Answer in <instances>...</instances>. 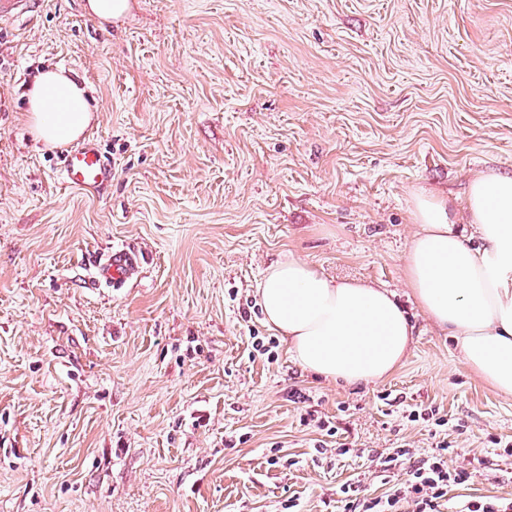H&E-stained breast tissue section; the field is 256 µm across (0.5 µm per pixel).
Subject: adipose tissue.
<instances>
[{
  "label": "adipose tissue",
  "instance_id": "adipose-tissue-1",
  "mask_svg": "<svg viewBox=\"0 0 512 512\" xmlns=\"http://www.w3.org/2000/svg\"><path fill=\"white\" fill-rule=\"evenodd\" d=\"M27 102L34 138L47 146L77 140L93 118L85 84L61 68L41 71ZM467 211L465 228L446 197L426 190L414 196L418 229L405 255V283L469 371L512 396V176H475ZM258 295L291 358L330 381L382 380L412 346L413 326L393 292L328 276L297 257L268 267Z\"/></svg>",
  "mask_w": 512,
  "mask_h": 512
}]
</instances>
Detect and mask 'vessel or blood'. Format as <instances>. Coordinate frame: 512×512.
Instances as JSON below:
<instances>
[{"label": "vessel or blood", "instance_id": "obj_1", "mask_svg": "<svg viewBox=\"0 0 512 512\" xmlns=\"http://www.w3.org/2000/svg\"><path fill=\"white\" fill-rule=\"evenodd\" d=\"M59 176L67 187L101 194L112 182V164L98 140L88 137L63 154ZM138 266L137 253L114 249L96 263L95 278L107 287L119 288L128 282Z\"/></svg>", "mask_w": 512, "mask_h": 512}]
</instances>
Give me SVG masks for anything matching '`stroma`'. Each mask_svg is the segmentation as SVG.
Wrapping results in <instances>:
<instances>
[{
    "label": "stroma",
    "instance_id": "1",
    "mask_svg": "<svg viewBox=\"0 0 512 512\" xmlns=\"http://www.w3.org/2000/svg\"><path fill=\"white\" fill-rule=\"evenodd\" d=\"M84 79L112 163L58 178L25 93ZM512 174V0H40L0 18V512H342V485L437 439L483 464L441 512L512 499V396L460 362L409 297L420 189L464 210ZM128 248L125 287L93 260ZM395 292L415 327L388 377L344 386L271 337L256 288L285 254Z\"/></svg>",
    "mask_w": 512,
    "mask_h": 512
}]
</instances>
